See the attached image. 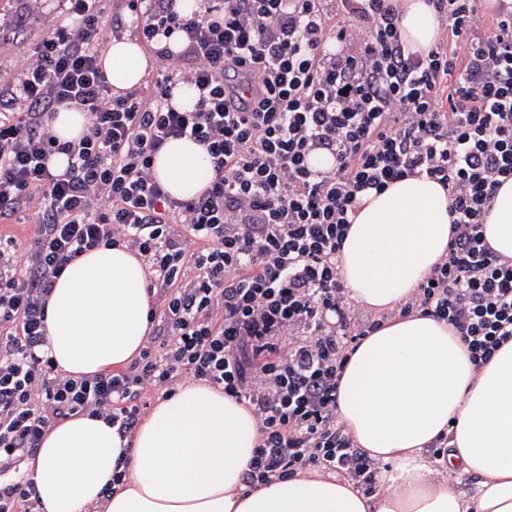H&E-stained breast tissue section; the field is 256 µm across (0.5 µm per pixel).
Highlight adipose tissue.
Returning <instances> with one entry per match:
<instances>
[{"mask_svg": "<svg viewBox=\"0 0 512 512\" xmlns=\"http://www.w3.org/2000/svg\"><path fill=\"white\" fill-rule=\"evenodd\" d=\"M397 6L402 39L429 49L439 35L437 12L426 0ZM148 65L129 37L102 55L120 92L139 85ZM153 174L173 197L190 199L213 169L205 149L184 137L166 142ZM484 235L512 258V179L499 187ZM449 239L441 185L406 177L365 196L340 252L352 300L386 316L349 352L337 390L338 420L380 465L375 492L315 470L245 484L260 442L255 415L189 382L158 400L128 445L100 418L51 427L23 465L43 512H512V340L478 369L446 322L394 314L444 259ZM146 284L144 263L122 245L87 252L67 267L46 316L47 351L60 374L87 378L138 359L149 331ZM442 437L448 453L432 458Z\"/></svg>", "mask_w": 512, "mask_h": 512, "instance_id": "ef3b65f1", "label": "adipose tissue"}]
</instances>
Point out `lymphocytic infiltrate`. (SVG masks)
Wrapping results in <instances>:
<instances>
[{
    "label": "lymphocytic infiltrate",
    "mask_w": 512,
    "mask_h": 512,
    "mask_svg": "<svg viewBox=\"0 0 512 512\" xmlns=\"http://www.w3.org/2000/svg\"><path fill=\"white\" fill-rule=\"evenodd\" d=\"M42 35L0 83V221L27 213L24 252L0 238V512H41L21 467L56 423L87 415L132 438L148 391L180 379L245 402L261 440L246 479L337 473L364 491L377 463L336 417L349 348L381 324L359 318L338 254L364 194L422 175L448 194L443 262L397 314L448 322L475 367L512 339V258L483 224L512 177V0H428L445 23L428 52L403 43L393 0H128L135 34L158 62L141 89L113 95L105 36L126 26L104 0H28ZM340 51L330 52L332 43ZM196 92L193 109L173 90ZM89 115L75 141L52 116ZM188 137L212 159L197 197H171L156 154ZM330 156L313 168L314 154ZM67 159L64 170L54 156ZM124 245L164 298L126 371L61 376L46 307L70 263Z\"/></svg>",
    "instance_id": "f902f5d3"
}]
</instances>
